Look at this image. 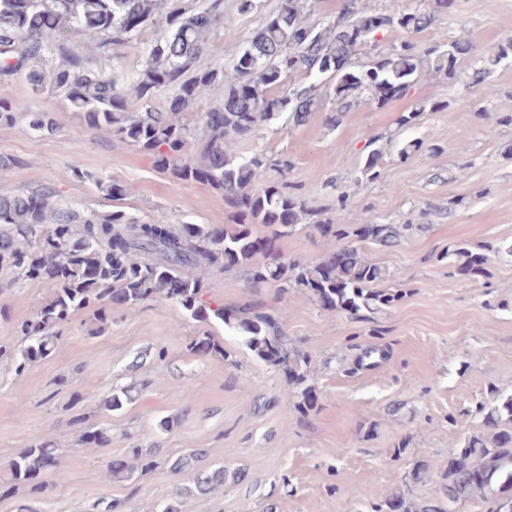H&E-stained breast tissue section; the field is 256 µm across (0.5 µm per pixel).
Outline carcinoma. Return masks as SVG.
Returning <instances> with one entry per match:
<instances>
[{"instance_id":"cac0c4a2","label":"carcinoma","mask_w":512,"mask_h":512,"mask_svg":"<svg viewBox=\"0 0 512 512\" xmlns=\"http://www.w3.org/2000/svg\"><path fill=\"white\" fill-rule=\"evenodd\" d=\"M317 0H283L264 18L230 60L203 67L200 59L209 34L223 15L224 0H212L196 10L183 0H0V79L22 78L32 90L60 93L87 127L112 132L121 141L151 154L155 166L175 181L199 182L224 195L233 223L155 224L122 210L70 209L51 187L0 194V272L32 281L47 280L53 291L37 313L18 325L24 345L12 355L14 372L49 356L61 328L74 313L93 309L96 321L112 320V307H134L154 299L176 303L190 317L206 324L219 321L246 337L247 345L266 363L280 367L293 386L297 407L314 403L307 384L308 353L292 346L281 314L264 304L239 306L212 303L206 278L214 272L241 270L256 288L266 284L285 292L299 288L320 307L357 315L393 308L407 295L385 288L387 269L368 261L349 242L319 261L291 262L277 253V240L311 224L326 235L371 240L395 247L410 224H347L348 198H336L333 219L316 220L299 193L283 179L294 167L287 157L264 151L249 156L234 152L238 140L254 136L273 118L284 115L291 125L305 124L314 112L328 110L326 124L336 128L344 114L364 103L380 105L409 91L427 68L465 85L491 92L488 79L503 64L512 63V39L486 55L474 44L446 33L420 43L413 36L430 29L436 14L455 0H418L407 10L388 4L370 8L363 0H342L332 20L313 19ZM152 26L163 34L140 48L142 62L132 78L110 66L112 48L130 44L140 30ZM400 32L402 37L367 65L354 59L379 46L377 35ZM75 36L84 51L75 50ZM472 62L470 70L462 67ZM220 89L222 98L198 119L185 113L207 91ZM164 91L166 105L150 106ZM396 160L405 164L422 148L416 139L395 144ZM355 172L358 183L383 179L386 151L371 140ZM276 171L282 179H272ZM97 188L114 200L127 194L115 179L94 177ZM262 224L269 234L259 236ZM459 271L477 275L488 262L485 254L465 247L456 250ZM197 356L225 355L209 335L187 344ZM132 388L111 394L107 411L132 402ZM483 430L464 442L448 443V461L435 496L419 505L390 497L372 505L371 512H455L477 499L493 501L490 512H512V394L487 407L479 405ZM508 424H503V421ZM83 425L80 443L86 451L106 448L112 434ZM55 445L37 441L11 458L5 491L20 487L32 495L48 489L42 476L64 478L58 470ZM159 448H130L124 456L104 463L105 479L146 475L157 465ZM205 452L195 449L169 460L176 474L198 467ZM224 466L211 467L159 512H183L180 497H209L224 488Z\"/></svg>"}]
</instances>
